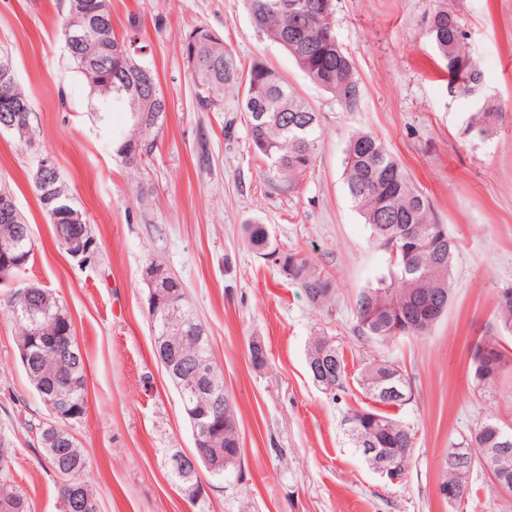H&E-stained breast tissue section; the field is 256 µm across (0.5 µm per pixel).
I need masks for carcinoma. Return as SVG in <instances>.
Wrapping results in <instances>:
<instances>
[{
    "label": "carcinoma",
    "mask_w": 512,
    "mask_h": 512,
    "mask_svg": "<svg viewBox=\"0 0 512 512\" xmlns=\"http://www.w3.org/2000/svg\"><path fill=\"white\" fill-rule=\"evenodd\" d=\"M91 11L99 14V24L92 38L99 47L100 62L88 65L84 59L68 55L72 65L84 76L99 103L95 117L101 125L108 120L109 105L120 106L128 114L129 127L124 136L113 141L116 153L132 171L145 165L158 146L167 110L157 101L163 98L158 88L156 70L145 60L146 46L138 45V25L134 20L123 37H117L112 24L110 0H84ZM257 32L279 43L293 58L307 78L331 94L340 109L349 114L360 110L362 90L355 64L334 32V0H241ZM428 34L440 64L451 77L461 83L450 91L473 96L482 83L477 61L468 50V34L464 24L448 13L437 10L430 19ZM183 55L191 68L194 95L198 106L207 112L224 111V89L242 91L235 113L225 122L226 133L240 123L245 126L254 152L268 163V182L282 191H292L316 163L321 145L319 113L305 102L288 81L262 61L255 60L243 68L221 37L204 26L192 28L183 40ZM10 113L18 118L32 117L25 90L14 81L0 82V115ZM496 116L485 105L473 108L468 127L483 128ZM343 181L354 207L369 226L372 241L391 253L397 261L388 273L360 289L354 309L355 330L366 342H387L397 336H425L437 319H411L408 312L421 306L430 307L436 298L449 300L450 274L455 241L437 231L428 196L415 184L408 170L393 156L385 144L370 131L355 130L345 150ZM24 217L18 223L0 221V238L14 239L9 262L0 256V283L24 269L32 255L33 243L23 234ZM80 232L93 236L91 225L76 227L55 225L60 246H67L70 234ZM249 246L263 250L269 245L266 225L245 227ZM283 268L302 288L315 308L329 304L334 293L328 274L310 260L290 255ZM31 297L16 291L10 307L17 329L18 342L29 344L28 358L21 359L25 373L38 392L48 415L63 427L82 418L81 409L86 382L84 356L75 337L69 332L72 320L63 303L46 289ZM186 310L191 316L186 334L164 338L165 317ZM153 327V353L165 351L164 360L172 366L168 375L177 392L188 386V376L196 363L205 362L213 391L194 397L189 406L219 404L224 422L206 427L189 418L192 432H209L215 438L208 448H194L192 455L199 466L204 458L226 452V467L237 465L240 435L236 410L224 389V376L214 360L205 325L193 311L186 290L177 282L170 288L166 305L149 310ZM512 336V298L497 302L493 333L478 339L470 352L472 382L480 390L494 385L512 370V354L499 337ZM326 365L330 383L319 388L334 393L346 385L347 373L342 351L333 337L320 333L312 337L308 364ZM360 385L374 403L399 408L412 400V388L402 369L386 358L367 362L361 372ZM342 424L351 445L365 456L368 465L372 448L395 458L398 474L405 475L413 447L409 428L394 415L376 409L347 413ZM512 443V429L505 430L495 420L483 423L462 441L469 464L459 467L444 460L441 483L453 485L462 496L469 490L470 471L474 465L491 469L504 484L512 487V455L502 458L495 453L503 440ZM42 462L58 479L59 500L81 492L96 500L83 481L89 460L79 445L62 450L53 460L47 449L39 448ZM0 512H31L26 495L0 484Z\"/></svg>",
    "instance_id": "carcinoma-1"
}]
</instances>
